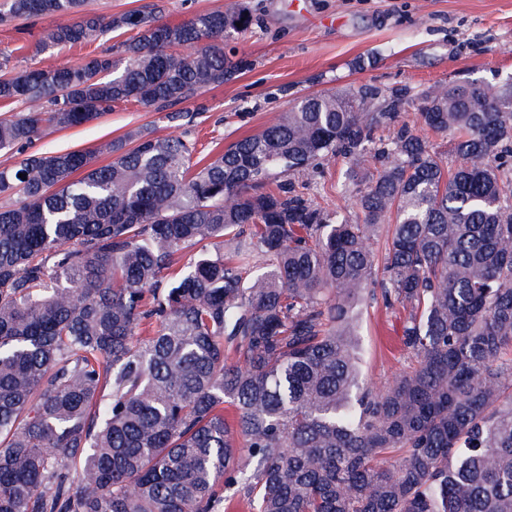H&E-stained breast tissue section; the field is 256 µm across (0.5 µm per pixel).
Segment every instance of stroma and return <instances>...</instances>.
I'll return each mask as SVG.
<instances>
[{"mask_svg":"<svg viewBox=\"0 0 512 512\" xmlns=\"http://www.w3.org/2000/svg\"><path fill=\"white\" fill-rule=\"evenodd\" d=\"M252 25L231 40L242 68L223 85L181 104L185 117L170 120L131 103H119L100 119L68 129L47 128L31 151H95V165L110 163L98 153L106 141L141 132L153 137L185 135L196 157L212 159L232 143L259 133L295 100L342 92L363 83L409 88L413 99L401 112L419 124L416 94L464 79L498 83L512 77V0H248ZM52 17L0 23V59L12 71L46 65H75L99 44L42 49ZM346 164L336 160L320 176L293 172L284 182L321 206L340 209L350 221L360 212L343 193ZM404 314L371 301L359 329L360 370L374 386L387 384L412 362L394 345Z\"/></svg>","mask_w":512,"mask_h":512,"instance_id":"35a3bbf8","label":"stroma"}]
</instances>
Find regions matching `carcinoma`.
Masks as SVG:
<instances>
[{
    "mask_svg": "<svg viewBox=\"0 0 512 512\" xmlns=\"http://www.w3.org/2000/svg\"><path fill=\"white\" fill-rule=\"evenodd\" d=\"M4 6L1 22L55 17L52 45L136 35L115 45L118 73L106 48L0 75V101L26 105L0 119V152L21 155L0 169V512H512L509 82L419 96L454 168L399 123L408 89L368 83L307 96L196 169L190 140L140 132L28 154L44 128L223 84L249 7L169 24ZM371 146L381 168L346 176L358 223L290 183L264 190ZM377 291L406 311L415 359L381 389L356 337Z\"/></svg>",
    "mask_w": 512,
    "mask_h": 512,
    "instance_id": "carcinoma-1",
    "label": "carcinoma"
}]
</instances>
